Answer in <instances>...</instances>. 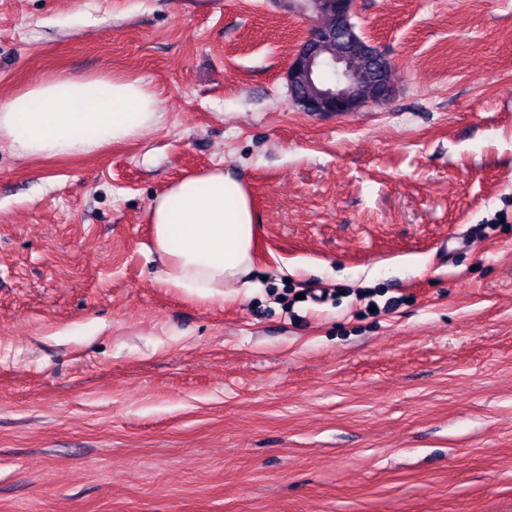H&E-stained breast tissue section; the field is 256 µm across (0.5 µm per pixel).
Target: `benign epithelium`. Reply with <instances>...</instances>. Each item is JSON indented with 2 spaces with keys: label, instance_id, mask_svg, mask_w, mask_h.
Instances as JSON below:
<instances>
[{
  "label": "benign epithelium",
  "instance_id": "obj_1",
  "mask_svg": "<svg viewBox=\"0 0 512 512\" xmlns=\"http://www.w3.org/2000/svg\"><path fill=\"white\" fill-rule=\"evenodd\" d=\"M303 12L336 17V32L312 28L291 58L286 77L294 83L303 76L307 92L293 93L291 104L305 112L341 116L389 97L391 81L378 79L372 91L365 92L350 79L351 52L357 49L372 59L390 64L382 52L363 39L351 25L356 0H296Z\"/></svg>",
  "mask_w": 512,
  "mask_h": 512
}]
</instances>
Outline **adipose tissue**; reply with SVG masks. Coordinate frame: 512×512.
<instances>
[{
    "label": "adipose tissue",
    "mask_w": 512,
    "mask_h": 512,
    "mask_svg": "<svg viewBox=\"0 0 512 512\" xmlns=\"http://www.w3.org/2000/svg\"><path fill=\"white\" fill-rule=\"evenodd\" d=\"M163 118L141 80L48 77L0 102V143L21 158L96 155ZM147 221L165 287L206 301L253 268L255 211L244 182L222 165L170 183L151 201Z\"/></svg>",
    "instance_id": "obj_1"
}]
</instances>
